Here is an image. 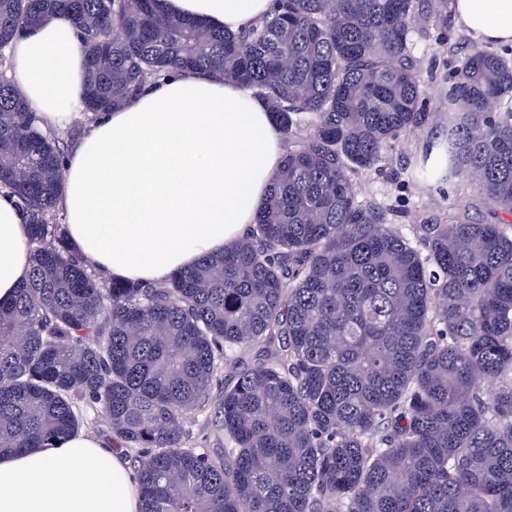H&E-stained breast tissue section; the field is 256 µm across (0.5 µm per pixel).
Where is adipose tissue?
Here are the masks:
<instances>
[{
  "instance_id": "obj_1",
  "label": "adipose tissue",
  "mask_w": 512,
  "mask_h": 512,
  "mask_svg": "<svg viewBox=\"0 0 512 512\" xmlns=\"http://www.w3.org/2000/svg\"><path fill=\"white\" fill-rule=\"evenodd\" d=\"M164 9L238 30L272 0H161ZM458 20L486 43L512 45V0H453ZM13 83L44 125L83 110L86 61L72 19L50 15L7 50ZM285 148L248 88L179 72L128 106L94 116L64 164L57 204L75 251L106 277L156 283L223 252L254 223ZM27 220L0 190V303L31 270ZM121 449L78 431L58 448L0 458V512H139Z\"/></svg>"
}]
</instances>
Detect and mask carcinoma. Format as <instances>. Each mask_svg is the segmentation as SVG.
<instances>
[{"label": "carcinoma", "instance_id": "obj_1", "mask_svg": "<svg viewBox=\"0 0 512 512\" xmlns=\"http://www.w3.org/2000/svg\"><path fill=\"white\" fill-rule=\"evenodd\" d=\"M423 0H273L231 33L158 0H0V44L59 9L85 113L173 71L239 83L285 143L251 233L162 286L105 279L53 223L68 142L0 75V186L28 213V278L0 306V456L55 448L96 411L132 452L141 512H512V224H415L352 174L430 123ZM415 183L467 176L512 216V61L460 59ZM216 462L183 429L220 363Z\"/></svg>", "mask_w": 512, "mask_h": 512}]
</instances>
